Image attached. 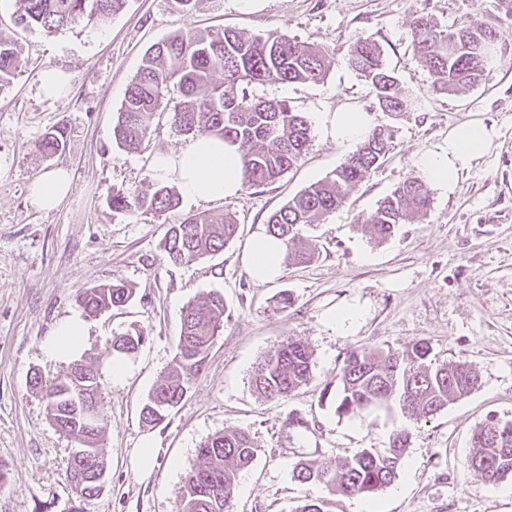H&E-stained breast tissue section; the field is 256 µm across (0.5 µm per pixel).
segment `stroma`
I'll use <instances>...</instances> for the list:
<instances>
[{
  "label": "stroma",
  "mask_w": 512,
  "mask_h": 512,
  "mask_svg": "<svg viewBox=\"0 0 512 512\" xmlns=\"http://www.w3.org/2000/svg\"><path fill=\"white\" fill-rule=\"evenodd\" d=\"M18 0H0V39L15 44L20 67L0 85V512H175L184 474L198 463L197 448L225 429H245L260 451L240 474L235 512H292L306 499L325 512H353L355 498L321 485H302L291 465H315L383 448L392 431L408 425L410 444L395 481L369 496L373 512H512V478L485 483L469 468L474 429L490 418L512 419V23L491 0H200L193 13L173 0H126L101 25L82 19L55 34L16 26ZM433 17L444 29L488 25L503 29L498 55L480 84L458 94L440 93L416 60L410 20ZM250 34L271 31L329 47L334 60L323 83L265 84L253 95L286 99L312 122L320 112H366L394 130L385 160L346 203L307 227L318 256L284 267L270 283L249 275L243 256L269 215L311 183L336 169L349 147L311 130L307 150L274 183L242 190L222 201L181 198L178 209L113 212L107 195L152 179L155 156L187 137L170 123L174 103L152 113L141 149L118 150L112 127L126 90L147 49L188 29ZM372 37L414 107L397 117L379 112L371 87L346 63L357 36ZM49 65L71 75L65 94L45 97L39 75ZM466 121L494 127V148L463 171L455 185H429L432 205L412 224L399 225L385 242L372 239L364 217L407 177L423 178L421 155L446 145ZM66 144L54 156L37 148L54 129ZM71 176L68 196L45 211L30 200L33 180L51 169ZM235 216L237 237L212 258L188 265L166 262L162 242L186 214ZM121 279L135 290L126 306L83 314L76 302L86 289ZM223 294V328L205 369L186 399L160 425L140 421L149 391L171 368L184 307L196 294ZM291 307L278 309L280 292ZM356 304L363 314L347 332L328 316ZM83 315V357L109 365L113 336L135 330L147 340L126 356L124 378H102L101 415L107 429V477L102 491L77 498L67 477L74 441L50 421L32 375L50 379L73 357H55L46 342L58 326ZM286 336L312 353L309 384L270 402L251 389L257 364ZM430 342L438 360H464L479 376L468 396L429 418L401 415L363 421L339 417L333 392L347 353L356 346L404 347ZM306 426L293 441L282 438L288 418ZM152 440L156 458L141 465Z\"/></svg>",
  "instance_id": "obj_1"
}]
</instances>
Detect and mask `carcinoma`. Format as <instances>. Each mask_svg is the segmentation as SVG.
<instances>
[{
    "label": "carcinoma",
    "instance_id": "1",
    "mask_svg": "<svg viewBox=\"0 0 512 512\" xmlns=\"http://www.w3.org/2000/svg\"><path fill=\"white\" fill-rule=\"evenodd\" d=\"M17 23L54 34L88 15L100 24L112 19L124 0H20ZM410 27L413 49L419 62L433 75L436 88L445 94L473 88L482 80L492 59L499 30L488 26L442 30L431 17L420 13ZM332 51L286 33L249 35L233 28L202 33L187 30L150 47L145 61L129 84L112 128L113 142L120 150L138 148L148 135L146 116L158 112L167 98H178L171 113L172 124L184 135L202 134L239 143L242 149L244 186L255 188L277 180L298 160L311 139L305 116L285 100H269L249 93L265 83H320L331 66ZM347 64L375 90L378 109L397 116L409 109L398 78L385 61L383 50L371 37L360 35L349 48ZM19 67L15 48L0 40V85L9 82ZM223 79L214 80L216 73ZM393 130L379 124L356 145L332 176L317 181L273 212L266 232L286 246L284 263L301 265L316 258L306 245L302 227L341 207L357 186L385 158ZM64 131L54 130L38 143L47 157L64 149ZM118 213L139 209L162 215L177 208L173 188L151 182L134 191L117 190L109 195ZM431 197L425 184L413 177L400 182L364 219L375 241L390 238L400 224H410L427 212ZM238 224L227 213L216 220L192 214L170 227L164 239L167 262L184 265L211 258L234 240ZM134 298L123 281L88 288L78 302L89 313L123 307ZM224 297L217 291L202 293L186 306L173 367L147 395L140 419L147 425L162 423L186 398L192 379L205 366L221 326ZM141 332L112 339V353L127 356L142 345ZM100 376L99 365L77 361L62 375L45 380L33 374L30 384L46 402L50 421L74 438L79 450L106 465L102 447L106 424L92 428L82 422L74 399L78 393L69 376ZM312 377V359L307 345L294 336L279 341L272 353L259 362L251 387L260 397L276 401L307 385ZM478 375L464 360L441 362L432 345L416 341L404 348L360 345L344 360L335 394V412L342 416L373 420L397 409L408 420L433 416L449 404L470 394ZM410 433L392 432L388 447L361 448L351 458L316 467L301 459L293 466V478L302 484L319 483L336 495L368 497L391 484L405 462ZM259 445L245 429L216 432L197 449L198 465L186 472L177 498L176 512H231L240 472L249 468ZM84 457L72 454L69 478L80 497L98 493L85 476ZM468 466L485 482L495 484L512 477V420L490 419L471 438Z\"/></svg>",
    "mask_w": 512,
    "mask_h": 512
}]
</instances>
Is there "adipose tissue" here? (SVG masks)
Returning a JSON list of instances; mask_svg holds the SVG:
<instances>
[{"label": "adipose tissue", "mask_w": 512, "mask_h": 512, "mask_svg": "<svg viewBox=\"0 0 512 512\" xmlns=\"http://www.w3.org/2000/svg\"><path fill=\"white\" fill-rule=\"evenodd\" d=\"M316 121L331 139L356 145L373 125L366 112H321ZM493 128L476 122L458 125L448 135V144L424 153L420 164L427 179L437 185H453L472 161L492 147ZM154 175L163 181L176 182L181 192L194 200L224 199L243 189V164L238 145L208 136L187 140L178 151L156 157ZM283 246L279 240L258 232L250 240L244 263L250 276L264 283L282 270Z\"/></svg>", "instance_id": "obj_1"}]
</instances>
